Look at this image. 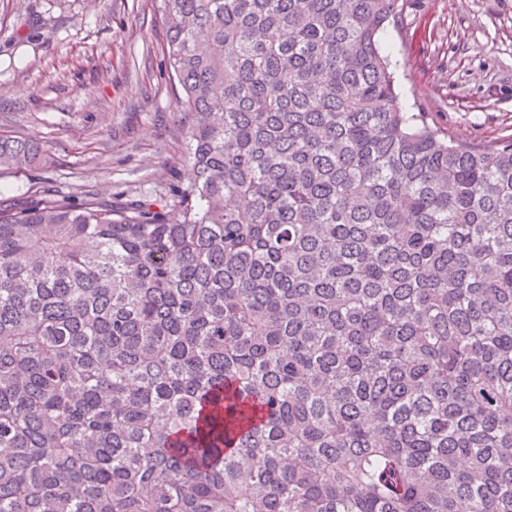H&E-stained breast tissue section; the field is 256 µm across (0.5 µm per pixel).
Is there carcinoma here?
Here are the masks:
<instances>
[{"mask_svg": "<svg viewBox=\"0 0 512 512\" xmlns=\"http://www.w3.org/2000/svg\"><path fill=\"white\" fill-rule=\"evenodd\" d=\"M403 6L162 0L180 218L0 204V512H512V140L403 110Z\"/></svg>", "mask_w": 512, "mask_h": 512, "instance_id": "cac0c4a2", "label": "carcinoma"}]
</instances>
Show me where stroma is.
Instances as JSON below:
<instances>
[{
	"mask_svg": "<svg viewBox=\"0 0 512 512\" xmlns=\"http://www.w3.org/2000/svg\"><path fill=\"white\" fill-rule=\"evenodd\" d=\"M161 0H0V133L40 162L0 170V199L142 201L178 217L182 91ZM382 51L405 111L487 148L512 139V0H407Z\"/></svg>",
	"mask_w": 512,
	"mask_h": 512,
	"instance_id": "35a3bbf8",
	"label": "stroma"
}]
</instances>
